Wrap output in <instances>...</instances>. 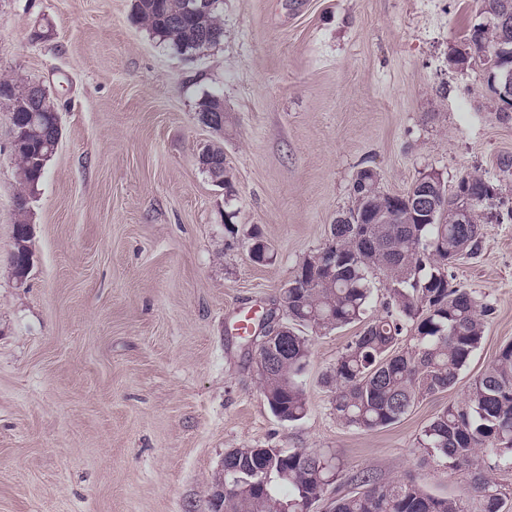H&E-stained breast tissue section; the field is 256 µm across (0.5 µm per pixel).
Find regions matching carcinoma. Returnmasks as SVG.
<instances>
[{"label": "carcinoma", "instance_id": "obj_1", "mask_svg": "<svg viewBox=\"0 0 512 512\" xmlns=\"http://www.w3.org/2000/svg\"><path fill=\"white\" fill-rule=\"evenodd\" d=\"M187 0H137L135 16L154 37L179 55L196 58L224 35L220 0H208L205 11L189 14ZM504 39L492 21L473 27L466 41L480 65L499 73L512 66V58L496 64L484 52ZM29 86L17 89L0 80V103L11 105ZM224 111V100L204 93L198 113ZM16 133L13 149L18 166L15 248L11 265L16 277L30 265V210L20 201L35 197L46 166L57 148L58 111L45 95L29 112L11 117ZM201 164L214 181L232 190V177L224 165V150L208 148ZM352 204L330 225L325 251L336 252V266L324 269L304 258L277 304L284 310L286 336H274L262 350L269 366L260 372L262 391L272 413L294 423L307 414L303 387L309 346L304 331L335 330L364 324L336 358L330 379L336 416L346 425L377 430L399 421L419 399L453 387L480 346L484 318L491 308L448 280V268L465 255L481 250V233L463 224L435 219L421 223L409 207V194L396 199L380 190L377 173L357 172ZM407 223L373 224L372 218L389 210ZM246 247L257 263L268 259L269 247L261 233L248 235ZM387 282L384 313L366 315L373 297V279ZM414 327L413 344L401 341L407 326ZM430 456L445 466L473 475L481 500L480 512H507L501 486L486 474V464L512 468V343L499 348L494 360L468 384L459 404L442 408L422 431L419 441ZM340 457L311 448H233L224 453L227 490L223 512H312L338 481ZM361 491L332 501L331 512H469L459 501L438 498L404 481L377 484L360 475ZM288 486L280 497L276 487Z\"/></svg>", "mask_w": 512, "mask_h": 512}]
</instances>
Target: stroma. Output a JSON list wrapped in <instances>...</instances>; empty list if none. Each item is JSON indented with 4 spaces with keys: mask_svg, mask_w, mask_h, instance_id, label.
Listing matches in <instances>:
<instances>
[{
    "mask_svg": "<svg viewBox=\"0 0 512 512\" xmlns=\"http://www.w3.org/2000/svg\"><path fill=\"white\" fill-rule=\"evenodd\" d=\"M222 8V40L189 61L136 22L134 0H0V79L41 81L61 126L21 280L0 108V512H212L232 448L333 451L334 496L365 471L479 512L471 475L418 438L512 342V118L464 41L488 21L483 0ZM206 91L224 99L223 135L197 119ZM217 141L229 195L199 162ZM364 168L390 194L428 172L450 189L469 175L493 184L480 254L448 271L492 313L457 384L374 431L332 404L329 374L356 327L309 333L307 414L288 424L234 325L325 247ZM256 229L263 263L244 245Z\"/></svg>",
    "mask_w": 512,
    "mask_h": 512,
    "instance_id": "obj_1",
    "label": "stroma"
}]
</instances>
